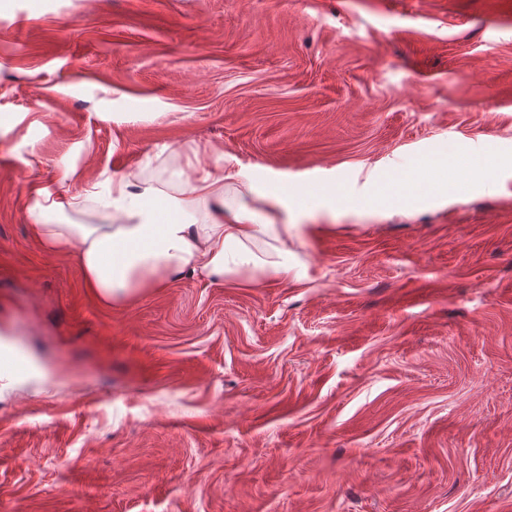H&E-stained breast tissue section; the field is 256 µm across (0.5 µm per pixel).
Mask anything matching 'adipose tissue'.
I'll return each instance as SVG.
<instances>
[{"label": "adipose tissue", "instance_id": "ef3b65f1", "mask_svg": "<svg viewBox=\"0 0 512 512\" xmlns=\"http://www.w3.org/2000/svg\"><path fill=\"white\" fill-rule=\"evenodd\" d=\"M208 144H191L184 153L187 179L171 183L139 171L90 181L76 168L62 176L70 188H35L26 206L30 230L50 255L76 252L84 282L105 304L126 303L184 272L221 281L244 272L287 280L288 242L298 227L282 222L288 197L273 193L276 209L261 211L250 175L241 169L200 165ZM108 209V224L65 221L69 212H88L90 204ZM271 240L275 258L256 247Z\"/></svg>", "mask_w": 512, "mask_h": 512}]
</instances>
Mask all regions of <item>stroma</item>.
Masks as SVG:
<instances>
[{"label":"stroma","mask_w":512,"mask_h":512,"mask_svg":"<svg viewBox=\"0 0 512 512\" xmlns=\"http://www.w3.org/2000/svg\"><path fill=\"white\" fill-rule=\"evenodd\" d=\"M195 142L292 192L288 281L108 306L32 238ZM16 348L0 512H512V0H0Z\"/></svg>","instance_id":"obj_1"}]
</instances>
